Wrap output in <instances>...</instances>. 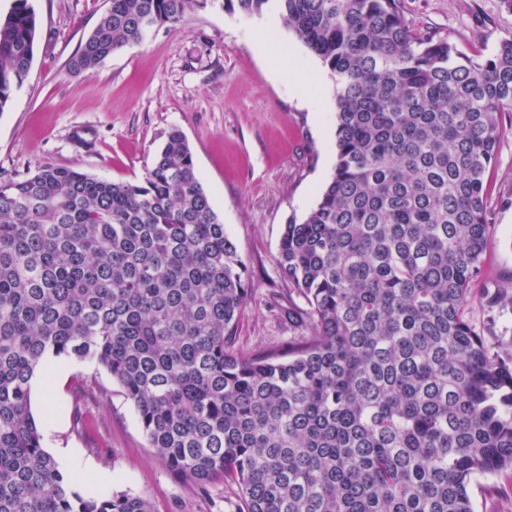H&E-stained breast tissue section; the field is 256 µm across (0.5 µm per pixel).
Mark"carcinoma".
Wrapping results in <instances>:
<instances>
[{
	"mask_svg": "<svg viewBox=\"0 0 512 512\" xmlns=\"http://www.w3.org/2000/svg\"><path fill=\"white\" fill-rule=\"evenodd\" d=\"M271 1L335 84L334 173L277 257L311 335L234 350L246 269L180 129L138 181L49 163L0 176V512H151L83 492L44 450L31 380L55 358L105 369L168 469L234 482L245 512H474V477L512 471V351L463 314L490 245L512 38L470 56L416 33L397 0L223 4L251 16ZM207 4L111 0L71 66ZM36 30L13 0L0 112ZM486 304L512 305V288Z\"/></svg>",
	"mask_w": 512,
	"mask_h": 512,
	"instance_id": "carcinoma-1",
	"label": "carcinoma"
}]
</instances>
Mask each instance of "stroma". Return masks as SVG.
<instances>
[{
    "label": "stroma",
    "instance_id": "obj_1",
    "mask_svg": "<svg viewBox=\"0 0 512 512\" xmlns=\"http://www.w3.org/2000/svg\"><path fill=\"white\" fill-rule=\"evenodd\" d=\"M37 20L29 73L0 112V173L25 175L42 163L110 182L143 178L174 127L186 135L202 186L244 262L249 297L235 349L254 355L286 347L309 327L288 322V306L306 300L277 265L285 224L303 221L336 164L334 84L321 59L285 26L275 8L245 16L220 0L177 25L76 72L69 61L110 0H30ZM418 33L448 38L468 54H488L512 38L503 0H399ZM276 36L280 66L252 42ZM494 162L485 175L492 241L470 287L465 313L501 348L512 347V309L487 308L484 297L512 281V112L503 113ZM50 397L33 391L43 447L61 470L87 488L89 471L111 474L99 488L146 498L153 512H243L236 484L198 485L174 477L150 448L137 412L100 367L57 361ZM474 512H512V471L478 479Z\"/></svg>",
    "mask_w": 512,
    "mask_h": 512
}]
</instances>
